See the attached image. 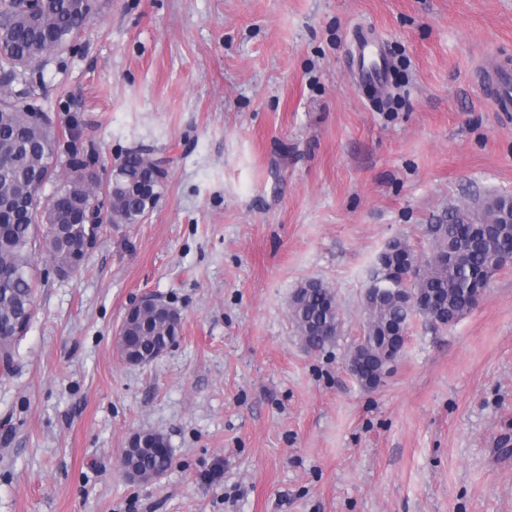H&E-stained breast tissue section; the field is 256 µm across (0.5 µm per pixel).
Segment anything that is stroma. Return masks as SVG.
<instances>
[{
  "label": "stroma",
  "instance_id": "35a3bbf8",
  "mask_svg": "<svg viewBox=\"0 0 512 512\" xmlns=\"http://www.w3.org/2000/svg\"><path fill=\"white\" fill-rule=\"evenodd\" d=\"M361 27L393 62L379 94ZM76 45L31 72L36 104L100 178L140 146L167 178L78 273L39 261L0 372V512H512V268L454 326L414 318L378 389L347 368L389 242L512 194V0H100ZM308 280L342 317L316 353L288 314ZM146 293L181 333L130 366ZM147 429L174 461L137 484L119 459ZM497 94L493 101L499 112H509L512 106V70L505 68L499 71L495 77Z\"/></svg>",
  "mask_w": 512,
  "mask_h": 512
}]
</instances>
